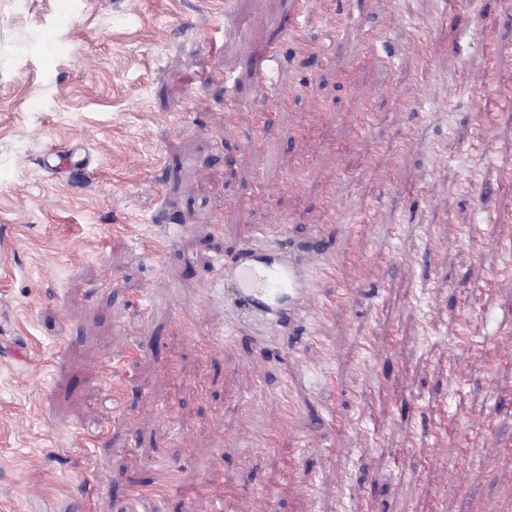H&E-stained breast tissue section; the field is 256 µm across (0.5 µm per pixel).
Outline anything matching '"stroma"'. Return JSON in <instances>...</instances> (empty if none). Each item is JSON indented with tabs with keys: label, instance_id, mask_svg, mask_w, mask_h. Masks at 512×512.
Instances as JSON below:
<instances>
[{
	"label": "stroma",
	"instance_id": "obj_1",
	"mask_svg": "<svg viewBox=\"0 0 512 512\" xmlns=\"http://www.w3.org/2000/svg\"><path fill=\"white\" fill-rule=\"evenodd\" d=\"M295 2L0 0V512H129L160 462L191 512H512V0H304L276 111L252 56ZM274 214L258 246L353 285L321 327L223 301Z\"/></svg>",
	"mask_w": 512,
	"mask_h": 512
}]
</instances>
